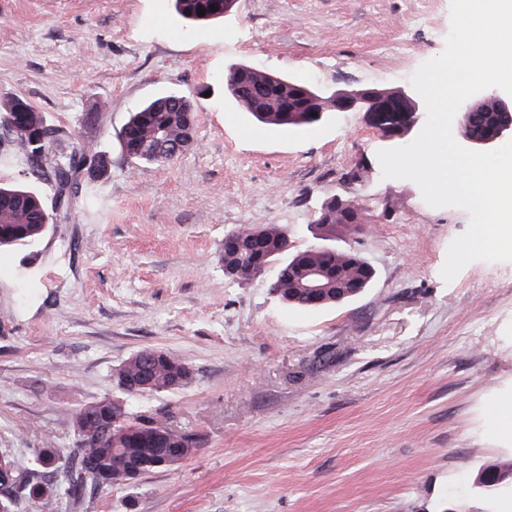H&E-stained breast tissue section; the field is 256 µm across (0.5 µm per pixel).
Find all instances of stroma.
Masks as SVG:
<instances>
[{"mask_svg": "<svg viewBox=\"0 0 512 512\" xmlns=\"http://www.w3.org/2000/svg\"><path fill=\"white\" fill-rule=\"evenodd\" d=\"M450 0H238L206 26L172 0H0V101H30L67 137L92 118L105 177L85 185L37 255L0 252V448L30 463L72 447L82 405L112 394L135 352H172L185 388L134 398L200 446L176 468L84 497L86 512H436L478 468L512 459V262L441 269L470 216L386 179L379 130L330 112L305 130L257 126L225 100L247 63L327 91L405 90L439 55ZM163 92L196 105V147L169 166L120 146L130 112ZM358 180H350L351 171ZM341 196L364 222L340 236L376 268L358 298L321 309L239 286L228 231L277 224L313 244Z\"/></svg>", "mask_w": 512, "mask_h": 512, "instance_id": "obj_1", "label": "stroma"}]
</instances>
